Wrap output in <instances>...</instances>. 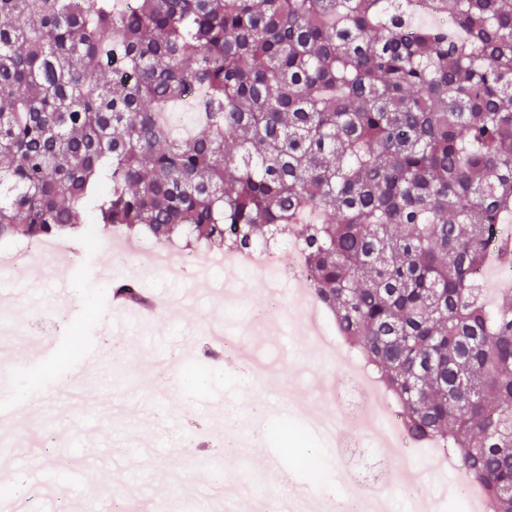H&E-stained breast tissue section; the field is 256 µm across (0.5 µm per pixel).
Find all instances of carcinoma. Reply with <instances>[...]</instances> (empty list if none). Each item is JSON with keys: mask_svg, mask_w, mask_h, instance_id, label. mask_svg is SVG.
Wrapping results in <instances>:
<instances>
[{"mask_svg": "<svg viewBox=\"0 0 512 512\" xmlns=\"http://www.w3.org/2000/svg\"><path fill=\"white\" fill-rule=\"evenodd\" d=\"M0 0V241L303 242L392 397L512 512V0ZM196 88L181 137L158 112ZM133 306L149 296L116 280ZM500 266L501 264L497 263L489 265L482 280L483 288H486V294L493 302L497 300L501 288H512V282L500 276Z\"/></svg>", "mask_w": 512, "mask_h": 512, "instance_id": "1", "label": "carcinoma"}]
</instances>
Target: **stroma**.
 Returning a JSON list of instances; mask_svg holds the SVG:
<instances>
[{"label": "stroma", "mask_w": 512, "mask_h": 512, "mask_svg": "<svg viewBox=\"0 0 512 512\" xmlns=\"http://www.w3.org/2000/svg\"><path fill=\"white\" fill-rule=\"evenodd\" d=\"M145 243L142 237L123 239L121 245L127 261L121 267L114 263L108 245L85 251L73 239L69 251L60 253L50 266L33 274L10 276L7 286L0 287V305L11 308L17 329L15 345H35L55 336L59 339L60 353L67 351L72 343L84 345L99 335L100 307L108 301L100 289V273H109L115 279L140 277L146 291L157 302L153 318L141 322L120 315L114 318L128 338L121 378H113L108 365H101L70 383L67 393L53 397L45 411L23 415L8 423L5 431L14 452L26 453L27 448L21 445L20 439L28 428L51 425L64 413L70 418L73 437L57 441L53 450L43 453L42 458L52 466L61 456L80 457L76 441L86 435L88 410H95L100 418L111 416V423L97 431L98 436L111 442L114 453L110 459H95L94 465L102 469V476L76 490L70 475H63L58 479V494L69 502L77 497L91 501L96 507L104 498L120 497L137 505L139 512H149L152 498L160 490L170 495L175 512H181L191 497L192 487L213 479L219 480L221 486L231 487L257 478L269 497L285 500L299 490L311 497L328 489L341 493L345 468L349 465L363 476H370L363 458L345 464L311 434L306 437V446L318 459L316 469L295 464L285 454L279 438L283 428L303 429L317 412L319 389L343 369L341 361L316 355L305 334L309 312L292 282L280 284L279 308L273 315L279 335H268L248 320L249 313L269 306L268 295L261 285L265 274L261 271L255 273L254 285L237 295L238 311L228 325L245 344L268 354L275 363L273 377L245 378L234 356L223 361V380L202 392L188 389L183 379L186 367L193 364L192 359H184L166 375H158L155 361L159 355L180 349L185 333L204 339L211 319L224 318L226 288L239 281L241 275L237 269L227 267L205 283L192 279L174 281L162 270L141 266ZM64 278L80 282L81 287L73 291L68 303L62 304L56 301L54 290ZM61 367L59 357L27 367L16 366L10 357L0 359V409L7 408L19 391L54 383ZM270 396L277 397L282 407L281 412L262 420L264 428L273 435L272 441L224 456L223 468L217 476L199 463L186 466L184 456L188 448L218 453L221 427L235 425L243 436H252L251 410ZM135 435L144 437L156 449L153 463L115 466L114 457L124 456ZM270 457L277 459L278 467L274 474L268 475L264 464ZM408 463L422 469L430 485L444 474L439 464L418 456L415 448H402L385 467L390 475L386 491L395 512H408L402 483V472Z\"/></svg>", "instance_id": "obj_1"}]
</instances>
